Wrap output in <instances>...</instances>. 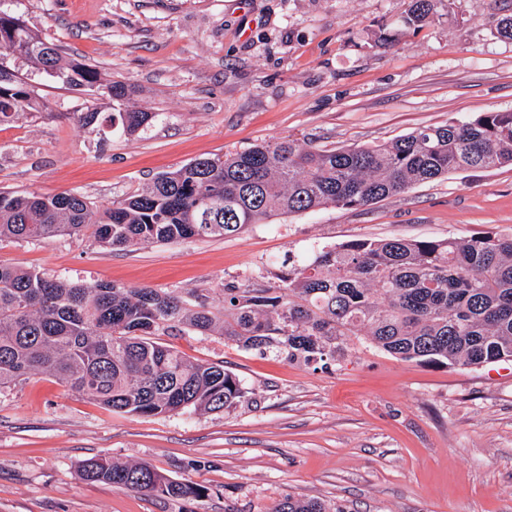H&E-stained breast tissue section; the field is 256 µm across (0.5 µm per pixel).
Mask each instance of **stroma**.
<instances>
[{"label": "stroma", "instance_id": "1", "mask_svg": "<svg viewBox=\"0 0 512 512\" xmlns=\"http://www.w3.org/2000/svg\"><path fill=\"white\" fill-rule=\"evenodd\" d=\"M0 0V11L97 69L69 87L23 59L45 110L0 123V189L75 191L97 209L160 172L288 137L321 147L390 142L422 126L512 109V0ZM125 86L124 98L103 91ZM99 116L82 126L77 113ZM155 113L127 134L113 113ZM512 236V166L448 173L381 202L276 214L224 238L125 249L87 235L0 243V263L224 302L276 286L288 252L352 240ZM188 359L223 364L242 402L124 414L34 375L0 388V512H270L293 494L342 512H512V361L429 366L361 337L323 365L218 335L159 330ZM144 462L201 488L174 498L91 483L84 461ZM434 20V0H411L405 23L423 26Z\"/></svg>", "mask_w": 512, "mask_h": 512}]
</instances>
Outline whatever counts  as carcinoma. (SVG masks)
I'll return each mask as SVG.
<instances>
[{
    "label": "carcinoma",
    "instance_id": "1",
    "mask_svg": "<svg viewBox=\"0 0 512 512\" xmlns=\"http://www.w3.org/2000/svg\"><path fill=\"white\" fill-rule=\"evenodd\" d=\"M434 20V0H410L405 23ZM26 59L68 86L97 83L92 68L0 12V122L34 106L10 59ZM153 112H120V128L150 126ZM512 165V111L479 112L387 143L326 149L301 139L257 144L161 172L98 211L75 192L0 191V242L93 237L104 247L226 237L275 213L365 207L456 170ZM188 327L250 349L324 362L364 336L390 355L439 366L512 360V237L356 240L288 259L279 285L224 287V306L151 288L78 283L0 263V387L32 374L62 380L115 413L216 411L245 397L220 364L192 362L153 340ZM84 479L172 497L202 490L147 464L86 460ZM270 512H329L285 496Z\"/></svg>",
    "mask_w": 512,
    "mask_h": 512
}]
</instances>
